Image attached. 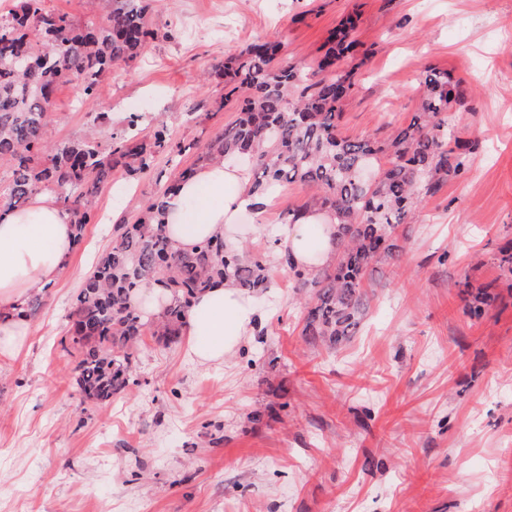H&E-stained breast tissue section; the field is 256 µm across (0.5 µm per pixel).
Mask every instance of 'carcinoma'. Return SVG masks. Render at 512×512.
<instances>
[{
    "label": "carcinoma",
    "instance_id": "carcinoma-1",
    "mask_svg": "<svg viewBox=\"0 0 512 512\" xmlns=\"http://www.w3.org/2000/svg\"><path fill=\"white\" fill-rule=\"evenodd\" d=\"M45 0H20L0 15V210L21 208L33 196L58 193L74 216L81 242L99 190L121 168L133 176L162 155L188 151L164 128L149 137L111 136L108 151L95 138L58 141L52 134L49 102L62 82H77L86 99L95 97L101 76L128 66L156 37L149 28L147 0H102L105 22L80 27L70 16L45 8ZM356 19L348 16L331 36L318 64L321 77L307 83L306 67L283 60L277 40L254 43L228 57L224 98H242L236 119L196 150L194 165L153 200L131 224L113 227L112 245L96 262L77 294L69 317L71 346L80 353L76 384L85 401L106 405L135 384V357L143 337L180 343L192 299L219 278L252 293L268 288L269 256L246 243L230 247L216 235L191 251L165 233L164 198L178 182L227 156L251 157L254 193L274 185L301 183L312 199L288 211L286 224L312 210L337 225L336 260L314 272L298 268L287 248L274 241L277 262L297 288L313 290L302 335L336 344L355 335L367 307L362 280L381 261H397L405 244L396 235L419 204L450 177L467 169L474 146L448 127V108L464 98L462 83L431 68L423 82L418 112L409 125L383 141L339 133L341 105L350 94L352 71L345 62L355 45ZM160 283L170 294L162 311L136 305L134 294ZM487 284H463L472 316H481L498 296Z\"/></svg>",
    "mask_w": 512,
    "mask_h": 512
}]
</instances>
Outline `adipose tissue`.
<instances>
[{
	"label": "adipose tissue",
	"mask_w": 512,
	"mask_h": 512,
	"mask_svg": "<svg viewBox=\"0 0 512 512\" xmlns=\"http://www.w3.org/2000/svg\"><path fill=\"white\" fill-rule=\"evenodd\" d=\"M251 180L242 169L224 163L208 165L179 184L167 197L168 229L184 249L223 234L234 241V226L252 203ZM73 217L54 197L35 195L25 207L0 215V357L19 355L34 334L20 316L23 301L46 288L64 271L75 246ZM262 236L274 235L287 245L297 266L315 270L336 255V227L324 214H309L303 223L276 228L255 225ZM265 317L246 291L216 284L197 295L186 317L189 354L199 366L221 365L255 337Z\"/></svg>",
	"instance_id": "obj_1"
}]
</instances>
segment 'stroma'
<instances>
[{
  "label": "stroma",
  "instance_id": "stroma-1",
  "mask_svg": "<svg viewBox=\"0 0 512 512\" xmlns=\"http://www.w3.org/2000/svg\"><path fill=\"white\" fill-rule=\"evenodd\" d=\"M357 13L354 88L340 131L387 138L411 121L427 67L468 89L448 122L478 141L462 176L399 225L398 264L364 279L355 336L305 339L298 290L279 264L258 302L262 334L200 368L187 343L145 338L136 386L95 406L75 383L67 337L80 285L112 227L193 164V144L237 113L224 59L276 37L314 66ZM157 37L104 75L92 101L72 82L52 103L53 134L100 145L167 127L182 156L130 178L115 170L66 270L43 294L35 336L0 360V512H512V0H151ZM505 294L470 317L459 284Z\"/></svg>",
  "mask_w": 512,
  "mask_h": 512
}]
</instances>
